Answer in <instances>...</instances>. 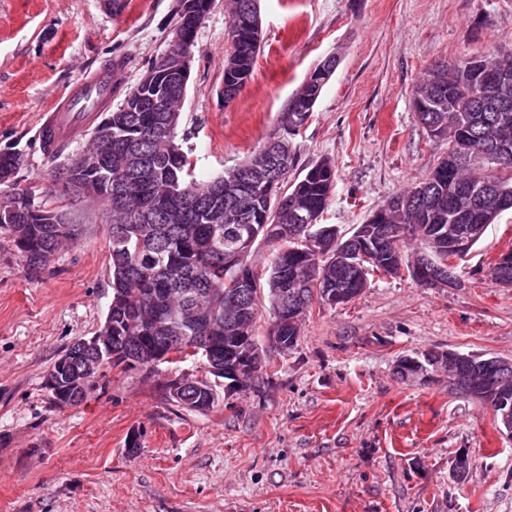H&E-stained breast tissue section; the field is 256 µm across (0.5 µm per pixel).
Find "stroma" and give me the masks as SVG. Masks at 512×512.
<instances>
[{"label": "stroma", "mask_w": 512, "mask_h": 512, "mask_svg": "<svg viewBox=\"0 0 512 512\" xmlns=\"http://www.w3.org/2000/svg\"><path fill=\"white\" fill-rule=\"evenodd\" d=\"M180 0H0V151L22 154L20 189L60 201L59 174L97 123L45 154L37 121L83 77L118 61L117 109L166 52ZM262 50L225 103L229 0L192 50L178 140L198 180L252 158L316 65H339L294 137L295 174L322 158L336 186L322 221L353 229L424 181L448 141L418 122L412 91L439 61L512 50V0H259ZM73 243L36 273L0 233V512H512V438L489 407L448 393L446 371L401 382L397 359L430 349L512 359V288L490 270L512 249V212L459 260L456 288L380 275L352 302L313 304L296 347L255 388L196 412L168 398L202 365L108 368L58 407L55 361L94 336L112 297L104 210L70 208ZM137 448H130L129 438ZM465 482L450 477L459 452Z\"/></svg>", "instance_id": "stroma-1"}]
</instances>
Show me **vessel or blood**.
<instances>
[{
	"instance_id": "obj_1",
	"label": "vessel or blood",
	"mask_w": 512,
	"mask_h": 512,
	"mask_svg": "<svg viewBox=\"0 0 512 512\" xmlns=\"http://www.w3.org/2000/svg\"><path fill=\"white\" fill-rule=\"evenodd\" d=\"M109 95L110 89L101 74L91 72L83 77L53 112L41 116L38 132L45 151L54 152L75 138L85 123L83 113L89 104Z\"/></svg>"
}]
</instances>
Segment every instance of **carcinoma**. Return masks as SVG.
Instances as JSON below:
<instances>
[{
	"label": "carcinoma",
	"mask_w": 512,
	"mask_h": 512,
	"mask_svg": "<svg viewBox=\"0 0 512 512\" xmlns=\"http://www.w3.org/2000/svg\"><path fill=\"white\" fill-rule=\"evenodd\" d=\"M227 29L229 48L224 57V94L234 99L252 75L261 42L236 21L252 0H232ZM496 67V58L471 56L446 65L430 67L413 90V111L419 123L430 130H447L448 156L440 159L430 175L408 191L397 195L406 205L377 208L366 223L393 230L374 242H350L344 235L339 245L344 260L336 262L320 249L297 243L306 237L304 218L315 220L311 233L323 243L336 239V226L321 223L336 186V169L328 158L312 164L302 177L289 180L296 164L293 137L263 148L243 162L251 174L230 169L220 176L224 195L213 197L215 181L199 182L194 165L178 143L177 128L157 135L167 113L141 106L143 99L123 100L135 111L112 112L111 169L91 168L84 177L96 187L95 199L105 207L112 270V299L99 332L110 337L103 349L116 356L112 366L130 367L127 360L151 354L155 337L170 340L172 362L198 359L186 336L211 337L213 357L224 366L240 362L243 354L237 337L258 348L257 332L262 318V300H267L270 321L266 335L279 336L292 349L300 323L313 300L326 302L325 284L340 287L357 298L370 278L401 273L403 244L424 245L421 254L443 261L455 256L451 250L438 254L433 236L448 234L455 222L494 224L512 211V176L501 177L472 166L455 165L453 155L479 147L512 143V111H501V102L486 96L476 102L469 86ZM321 91L300 86L279 120L304 125ZM15 159L0 153V198L12 195L21 204L0 211V233L12 239L25 261L26 270L47 266L59 250L57 225L48 223L53 210L34 203L17 188L11 175ZM479 180L506 191L499 207L464 200L465 184ZM123 184L126 200L116 205L112 186ZM277 231L270 230V227ZM246 239H262L273 248L265 271V282L255 279L246 289L243 304L228 305L227 283L248 265L241 255ZM200 387L177 405L212 409L218 402L216 384L197 380ZM448 393L476 399L491 407L498 426L512 427V414H503L501 400L512 403V367L499 373L498 385L490 393L478 384Z\"/></svg>",
	"instance_id": "1"
}]
</instances>
